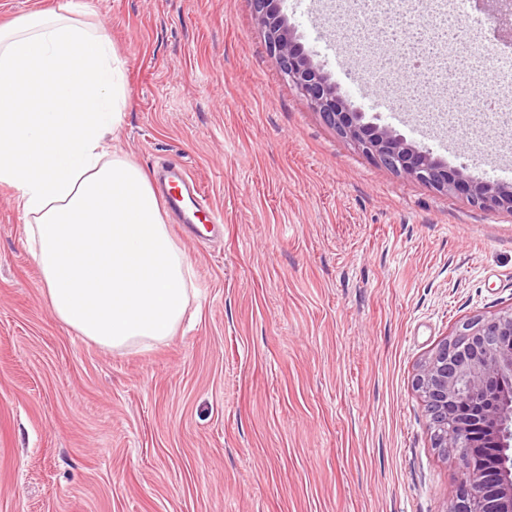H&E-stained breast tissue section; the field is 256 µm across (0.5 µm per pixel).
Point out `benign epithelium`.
<instances>
[{
  "mask_svg": "<svg viewBox=\"0 0 512 512\" xmlns=\"http://www.w3.org/2000/svg\"><path fill=\"white\" fill-rule=\"evenodd\" d=\"M252 4L279 70L337 135L357 143L377 162L437 191L463 195L483 208L512 209L511 187L450 170L391 129L364 121L297 41L281 14L280 0ZM414 388L435 419L433 447L459 450L452 512H512V465L492 479L469 464L473 452L485 445L512 455V310L464 322L419 364Z\"/></svg>",
  "mask_w": 512,
  "mask_h": 512,
  "instance_id": "7a95c632",
  "label": "benign epithelium"
}]
</instances>
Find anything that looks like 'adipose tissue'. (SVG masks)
I'll list each match as a JSON object with an SVG mask.
<instances>
[{"mask_svg":"<svg viewBox=\"0 0 512 512\" xmlns=\"http://www.w3.org/2000/svg\"><path fill=\"white\" fill-rule=\"evenodd\" d=\"M62 0L0 24V184L15 192L55 317L121 351L173 336L191 265L144 171L112 148L124 59Z\"/></svg>","mask_w":512,"mask_h":512,"instance_id":"ef3b65f1","label":"adipose tissue"}]
</instances>
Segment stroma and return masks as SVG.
Returning a JSON list of instances; mask_svg holds the SVG:
<instances>
[{
	"instance_id": "35a3bbf8",
	"label": "stroma",
	"mask_w": 512,
	"mask_h": 512,
	"mask_svg": "<svg viewBox=\"0 0 512 512\" xmlns=\"http://www.w3.org/2000/svg\"><path fill=\"white\" fill-rule=\"evenodd\" d=\"M125 61L114 149L184 165L220 224L169 231L196 293L175 336L112 351L52 314L0 185V512H451L416 369L512 309V211L406 178L280 72L251 0H90ZM283 12L365 120L512 187L481 127L371 107L301 7Z\"/></svg>"
}]
</instances>
